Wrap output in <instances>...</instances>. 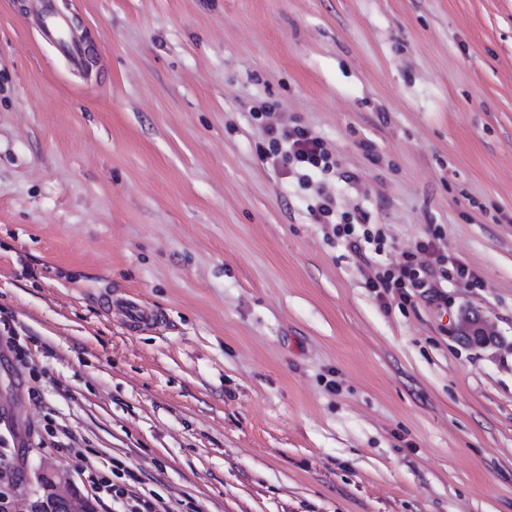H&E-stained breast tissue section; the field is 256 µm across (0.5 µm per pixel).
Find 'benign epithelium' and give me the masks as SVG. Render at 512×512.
I'll return each instance as SVG.
<instances>
[{
  "instance_id": "1",
  "label": "benign epithelium",
  "mask_w": 512,
  "mask_h": 512,
  "mask_svg": "<svg viewBox=\"0 0 512 512\" xmlns=\"http://www.w3.org/2000/svg\"><path fill=\"white\" fill-rule=\"evenodd\" d=\"M37 500L27 512H92L89 499L63 469L45 464L37 474Z\"/></svg>"
}]
</instances>
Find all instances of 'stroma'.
<instances>
[{"mask_svg":"<svg viewBox=\"0 0 512 512\" xmlns=\"http://www.w3.org/2000/svg\"><path fill=\"white\" fill-rule=\"evenodd\" d=\"M65 5L80 68L0 0L11 497L49 462L170 512H512V0ZM264 101L335 169L262 160ZM318 184L393 251L316 224ZM434 229L446 302L377 296Z\"/></svg>","mask_w":512,"mask_h":512,"instance_id":"obj_1","label":"stroma"}]
</instances>
